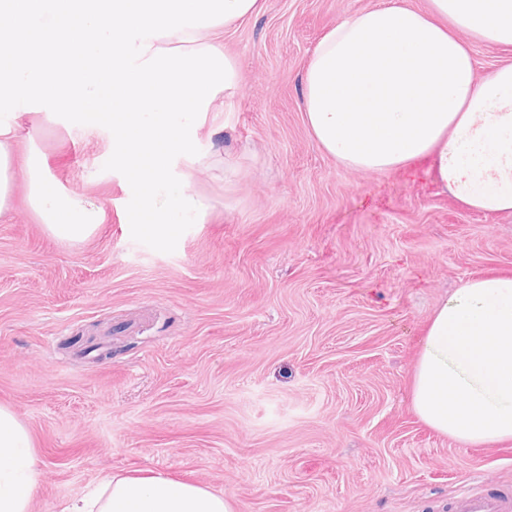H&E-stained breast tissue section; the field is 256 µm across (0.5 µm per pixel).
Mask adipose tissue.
<instances>
[{"instance_id":"1","label":"adipose tissue","mask_w":512,"mask_h":512,"mask_svg":"<svg viewBox=\"0 0 512 512\" xmlns=\"http://www.w3.org/2000/svg\"><path fill=\"white\" fill-rule=\"evenodd\" d=\"M259 0H0V217L11 212L15 172L28 173V206L53 238L90 239L102 220L92 198L47 191L37 150L13 143L35 100L60 101L84 119L113 115L115 163L146 159L147 185L168 189L155 223L203 217L185 195L203 158L189 119L209 115L240 71L225 53L226 27L258 14ZM512 53V0H428L416 10L380 0L325 32L304 70L307 125L348 168L426 166L469 209L512 212V62L477 78L473 43ZM185 169L172 177L174 159ZM416 416L469 445L512 441V275L468 280L434 313L412 379ZM37 457L30 431L0 405V512H30ZM70 512H234L231 501L157 472L115 476Z\"/></svg>"}]
</instances>
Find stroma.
I'll return each mask as SVG.
<instances>
[{
  "label": "stroma",
  "instance_id": "stroma-1",
  "mask_svg": "<svg viewBox=\"0 0 512 512\" xmlns=\"http://www.w3.org/2000/svg\"><path fill=\"white\" fill-rule=\"evenodd\" d=\"M374 2L263 0L225 30L240 86L186 185L209 208L165 235L136 222L146 190L107 126L42 106L19 151L103 222L59 242L21 192L0 220V404L40 459L31 512L147 471L235 512H443L463 487H512V443L463 444L411 407L436 308L512 275V213L465 208L421 166L347 169L305 122L314 46Z\"/></svg>",
  "mask_w": 512,
  "mask_h": 512
}]
</instances>
